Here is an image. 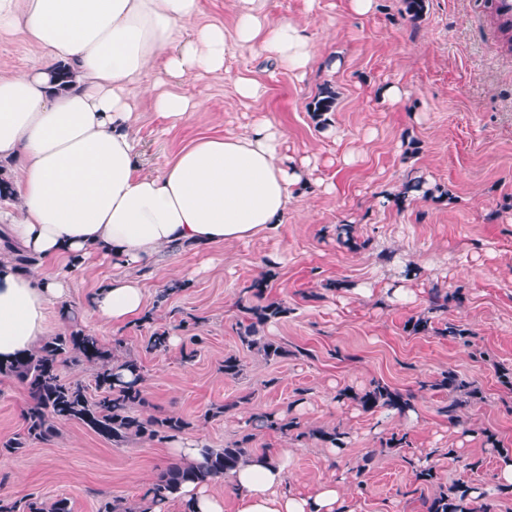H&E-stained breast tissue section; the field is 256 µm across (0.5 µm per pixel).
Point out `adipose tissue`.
<instances>
[{
    "label": "adipose tissue",
    "instance_id": "obj_1",
    "mask_svg": "<svg viewBox=\"0 0 512 512\" xmlns=\"http://www.w3.org/2000/svg\"><path fill=\"white\" fill-rule=\"evenodd\" d=\"M201 14V0H0V38L22 33L44 58L0 73V165L14 189L0 209V237L37 261L21 271L0 244L1 360L33 349L49 309L67 305V261L111 259L114 273L89 310L99 324H124L143 312L138 272L161 250L251 239L281 223L293 190L308 184L310 159L286 156L282 128L265 117L239 133L200 137L154 171L139 167L127 88L146 73L229 76L245 103L265 88L230 76V50L272 58L301 78L315 62L313 38L289 17L268 19L261 0H238L229 36ZM60 64L75 72L70 89L53 81ZM288 456L281 449L230 476L238 512H340L343 480L311 495L288 490Z\"/></svg>",
    "mask_w": 512,
    "mask_h": 512
}]
</instances>
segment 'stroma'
<instances>
[{
  "mask_svg": "<svg viewBox=\"0 0 512 512\" xmlns=\"http://www.w3.org/2000/svg\"><path fill=\"white\" fill-rule=\"evenodd\" d=\"M264 12L292 18L314 38L317 62L304 78L230 51V73L255 78L265 94L241 104L231 81L189 78L172 91L206 106L172 126L163 125L140 86L129 94L147 170L203 134L237 132L262 115L281 126L288 155L317 160L282 223L205 252L162 251L140 273L150 323L109 327L89 316L90 298L112 274L110 260L92 258L72 275L70 306L80 325L105 346L122 340L123 355L141 363L146 414L174 412L190 428L175 439L115 446L77 422L62 424L51 440L0 457V498H66L73 512H97L106 495L138 504L173 462L175 442L221 448L247 430L253 414L274 411L296 417L307 433L338 426L348 434L335 452L309 436L256 437V453L291 449L287 483L296 492L342 476L354 512H424L423 498L458 481L496 494L498 512H512V491L502 492L498 481L502 456L512 454V387L500 378L512 371V47L497 25L496 0H429L415 23L401 0H374L364 16L351 14L347 0H267ZM390 83L407 91L394 108L380 95ZM326 87L337 94L336 109L321 128L308 106ZM419 176L441 185L446 197L404 195L406 182ZM328 184L333 192H325ZM343 223L352 225L356 248L337 242ZM267 271L266 300L289 309L261 330L289 351L271 362L243 348L236 333L237 301ZM178 272L187 276L185 288L159 301ZM436 287L449 294L436 326L460 325L468 342L411 333L408 320L426 315ZM396 288L407 296L393 297ZM193 318L202 341L187 363L181 349L188 333L179 323ZM158 328L172 344L145 353L146 336ZM229 354L243 364L235 378L223 371ZM450 370L481 391L457 424L440 412L448 392L438 382ZM375 380L411 393L413 412L364 411L353 396ZM343 390L350 396L342 400ZM27 405L19 381L0 376V442L22 433ZM399 431L408 433L412 452L438 451L437 479L421 492L398 453L381 446ZM488 432L495 444L486 443ZM370 450L374 461L356 483L353 469ZM474 457L476 469L469 466Z\"/></svg>",
  "mask_w": 512,
  "mask_h": 512,
  "instance_id": "35a3bbf8",
  "label": "stroma"
}]
</instances>
